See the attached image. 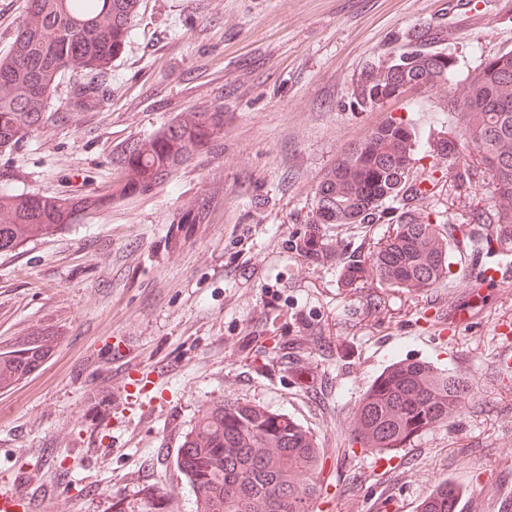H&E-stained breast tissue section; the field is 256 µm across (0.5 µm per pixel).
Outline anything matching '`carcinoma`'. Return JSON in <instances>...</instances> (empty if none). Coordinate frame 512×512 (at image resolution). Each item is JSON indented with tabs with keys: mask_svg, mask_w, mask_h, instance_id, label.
<instances>
[{
	"mask_svg": "<svg viewBox=\"0 0 512 512\" xmlns=\"http://www.w3.org/2000/svg\"><path fill=\"white\" fill-rule=\"evenodd\" d=\"M139 0H29L10 49L0 56V148L11 147L46 122L45 108L62 72L77 70L69 104L76 112L99 104L102 78L124 49L128 24ZM423 26L412 33L413 48L392 62L369 69L353 95L360 107L384 104L400 85L444 84L451 57L429 52ZM450 107L459 133L427 143L435 159L457 160L453 187L461 190L483 175L491 205L474 213L491 229L485 254L495 253L502 219L512 227V52L487 60L466 80ZM224 133V107L213 105L174 119L155 136L125 147L115 159L119 195L150 190L179 165L207 149ZM491 155L500 166H472L464 151ZM422 149L412 124L389 119L344 151L320 177L313 197L315 224H376L385 205L402 204L393 234L366 258L343 263L342 281L350 286L372 278L387 288L414 293L448 276L453 264V224H434L409 201L425 195L410 178ZM112 196L55 199L0 192V250H11L39 232L74 223L80 213L99 208ZM205 207L190 205L177 223L199 224ZM303 256L318 260L326 247L315 234L300 243ZM42 359L33 343L0 359V383L32 370ZM468 381L429 362L391 366L362 400L355 440L379 452L403 448L422 432L448 422L465 403ZM324 466L316 440L293 418L263 406L219 401L185 434L176 467L195 492V512H313L322 493ZM459 491L440 484L423 502V512H456Z\"/></svg>",
	"mask_w": 512,
	"mask_h": 512,
	"instance_id": "1",
	"label": "carcinoma"
}]
</instances>
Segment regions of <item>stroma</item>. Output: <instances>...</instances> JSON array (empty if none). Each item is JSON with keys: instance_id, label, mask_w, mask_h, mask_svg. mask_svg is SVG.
Listing matches in <instances>:
<instances>
[{"instance_id": "1", "label": "stroma", "mask_w": 512, "mask_h": 512, "mask_svg": "<svg viewBox=\"0 0 512 512\" xmlns=\"http://www.w3.org/2000/svg\"><path fill=\"white\" fill-rule=\"evenodd\" d=\"M430 27L448 54L447 84L360 108L366 70ZM512 51V0H140L90 112H69V78L48 119L0 149V190L76 197L117 180L114 154L182 113L220 104L224 133L160 186L114 196L47 235L0 251V352L41 341L39 366L0 387V494L26 488L32 512H114L152 492L164 512H194L175 466L184 435L221 400L286 414L324 457L316 512H418L435 483L462 486L460 512H502L512 498V378L499 328L512 325V282H479L473 210L479 183L455 194L448 161L423 155L414 178L437 179L419 204L455 224L447 278L408 294L340 281V254L369 255L377 224L312 225L314 188L374 126L411 122L422 137L455 131L448 94ZM206 201L199 224L175 218ZM316 230L327 260L297 240ZM469 308L451 331L438 311ZM395 360H423L469 380L462 410L397 449L386 473L353 439L357 409Z\"/></svg>"}]
</instances>
